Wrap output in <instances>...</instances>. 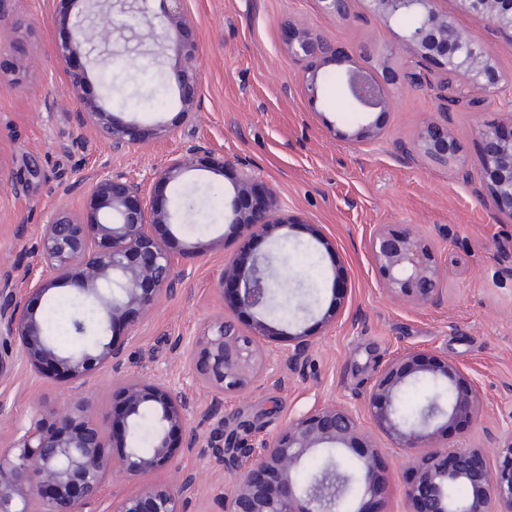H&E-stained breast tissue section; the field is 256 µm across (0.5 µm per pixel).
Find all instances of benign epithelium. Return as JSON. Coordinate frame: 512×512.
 Returning a JSON list of instances; mask_svg holds the SVG:
<instances>
[{"label":"benign epithelium","instance_id":"obj_1","mask_svg":"<svg viewBox=\"0 0 512 512\" xmlns=\"http://www.w3.org/2000/svg\"><path fill=\"white\" fill-rule=\"evenodd\" d=\"M322 11L337 19L349 16V0H319ZM369 11L390 25L402 15L417 19L404 29L400 45L410 65L392 63L396 51L380 58L381 79L363 66L336 74L354 110L370 114L387 110L391 99L384 86L427 85L437 90L440 107L448 112L463 107L478 109L504 83L492 49L455 18L437 7L438 0H366ZM98 8L97 22L83 23L81 16L63 14L70 24L69 41L57 48L67 90L74 102L78 128H93L115 153L134 148L131 127L116 120L102 101L86 93L89 72L79 62L89 45L109 41L112 32L127 27L120 13ZM461 8L484 17L493 28L512 36V0H459ZM189 21L181 8L148 20L145 38L180 60L177 73L180 115L189 120L200 107L197 45L186 36ZM336 53L334 45L309 28L294 29L288 54L307 63L303 84L309 100L322 91L320 69L324 59ZM471 93H457L456 84ZM380 125L367 121L342 141L353 149L378 138ZM488 177L487 192L501 213L512 216V130L487 123L478 129ZM406 161L423 154L457 166L462 177L467 169L452 131L428 121L409 146L401 149ZM230 160L224 154L189 146L153 166L141 180L123 171L104 168L91 177L87 207L92 217L85 223L67 211H58L41 225L38 243L40 264L50 281H33L23 269L21 284L38 299L57 286L75 285L85 301L98 307L97 327L102 333L92 347L63 350L44 334L42 317L30 305H19L14 278L0 277V378L24 363L36 375L62 378L84 386L93 373L118 364L124 345L114 335L118 323L132 311L148 312L163 293L183 287L185 273L176 252L157 237L158 224L173 223L167 201L158 199L156 188L175 183L189 170L224 174ZM257 184L244 174L235 186V200L225 213L228 224L246 230L244 243L253 238L288 236L295 218L283 212L270 188L256 193ZM369 250L386 295L416 307L437 303L447 277L430 238L413 226L378 224L369 237ZM278 277L264 257L249 267L236 260L224 262L214 282L233 313L254 315L252 332L242 336L229 320L210 321L204 334L183 350L191 377L211 393L207 416L214 421L208 438L214 458L232 474L224 487V512H329L318 487L327 475L313 473L304 484L296 475L310 457L323 452L354 455L360 491L352 512H372L389 486L377 463L373 442L363 432L369 422L392 440L411 465L412 475L400 488L406 512H512V436L497 441L494 462L488 463L478 446L466 450L448 448V428L474 422L481 398L474 380L446 355L407 350L389 359L366 391L363 414L331 403L294 417L263 443V452L240 472L236 460L250 453V444L236 430H225L224 395L239 392L278 361L290 369L307 361L316 337L306 331L285 333V343L270 348L267 342L280 333L266 322L272 288ZM332 300L342 304L347 288L342 270L333 271ZM427 381L433 393L415 416L401 408V395L409 385ZM125 431L132 435L144 413L155 421L152 448L124 447L118 457L107 454L104 426L89 412L87 401H71L54 413V424L32 417L17 428L11 444L0 448V512H183L185 493L194 488L190 475L176 484L149 481L158 471L174 465V441L191 451L198 441L191 427L192 407L186 393L163 375L134 376L119 389ZM141 479L139 490L112 495L103 504L102 490L109 475ZM464 484L468 495L454 494Z\"/></svg>","mask_w":512,"mask_h":512}]
</instances>
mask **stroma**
<instances>
[{"instance_id": "stroma-1", "label": "stroma", "mask_w": 512, "mask_h": 512, "mask_svg": "<svg viewBox=\"0 0 512 512\" xmlns=\"http://www.w3.org/2000/svg\"><path fill=\"white\" fill-rule=\"evenodd\" d=\"M439 6L490 45L506 79L501 91L479 111L444 113L426 88L387 87L392 104L378 117L380 137L354 150L335 133L355 130L363 114L352 111L333 82L318 102H310L304 65L289 57L286 43L293 27L320 31L336 49L322 67L330 76L364 58L378 59L397 45L400 29L379 21L364 0H350L345 20L325 14L319 0H184L179 7L192 21L189 35L198 46L202 87L200 107L187 122L178 116L179 60L138 39L147 18L178 6L173 0H148L141 14L135 0H112L113 11H125L135 23L114 33L109 44L90 45L88 92L105 98L113 114L136 131L137 146L116 154L92 128L76 125L54 59L69 29L56 22L53 0H8V23L0 30V172L7 178L23 174L32 158L40 172L18 192L0 184L1 272L20 263L41 273L42 224L62 207L86 216L87 177L101 164L139 179L167 155L197 145L223 152L232 165L220 175L187 172L167 188L168 198L181 192L195 201L193 210L175 213L169 227L187 280L176 295H161L148 313L131 315L120 331L121 365L101 368L80 390L36 376L21 363L0 379V448L32 416L51 420L59 403L85 398L108 419V451L119 454L122 423L112 409L122 380L165 374L178 380L193 402L191 425L200 440L191 452L178 453L177 469L160 471L154 479L172 483L195 475L185 512H224L220 494L229 474L207 444L211 396L193 382L172 345L202 335L210 319L224 316L214 278L225 260L245 264L256 256L267 257L282 281L270 301V322L307 327L318 342L295 373L283 374L276 366L245 390L225 396L227 427L259 422L249 437L253 447L314 407L336 402L361 408L371 379L407 348L448 355L477 384L481 415L475 423L449 428V446L478 445L489 454L493 438L512 434V216L476 196L484 184L479 126L512 125V41L483 18L461 12L457 0H440ZM431 118L454 133L468 177L422 155L409 162L401 158V146L412 144ZM159 121L172 126L163 141L149 134ZM244 170L299 218L288 241L257 240L246 251L243 229L221 221ZM311 224L319 225L333 252L311 238ZM378 224H411L431 236L448 270L438 304L413 307L385 295L368 250ZM336 263L344 268L348 297L335 325L324 332L315 317L331 304L329 275ZM277 377L283 380L278 387Z\"/></svg>"}]
</instances>
